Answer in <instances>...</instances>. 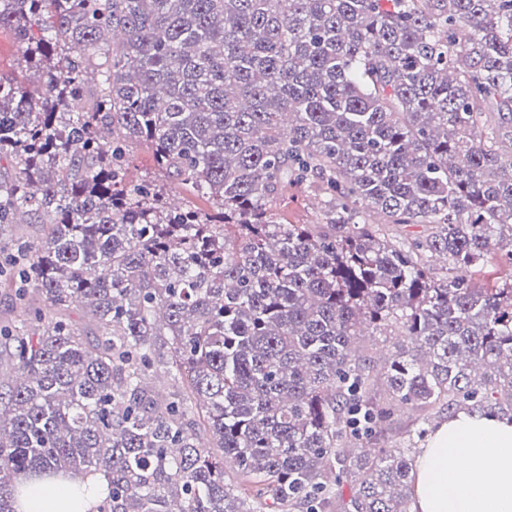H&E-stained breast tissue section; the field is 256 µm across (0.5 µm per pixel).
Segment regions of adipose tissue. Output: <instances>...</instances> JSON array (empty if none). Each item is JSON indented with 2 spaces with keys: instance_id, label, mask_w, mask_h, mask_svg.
Wrapping results in <instances>:
<instances>
[{
  "instance_id": "1",
  "label": "adipose tissue",
  "mask_w": 512,
  "mask_h": 512,
  "mask_svg": "<svg viewBox=\"0 0 512 512\" xmlns=\"http://www.w3.org/2000/svg\"><path fill=\"white\" fill-rule=\"evenodd\" d=\"M68 482L31 483L21 512H68ZM411 512H512V421L455 413L416 461Z\"/></svg>"
}]
</instances>
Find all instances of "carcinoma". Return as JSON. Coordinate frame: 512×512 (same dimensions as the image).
Masks as SVG:
<instances>
[{
    "instance_id": "obj_1",
    "label": "carcinoma",
    "mask_w": 512,
    "mask_h": 512,
    "mask_svg": "<svg viewBox=\"0 0 512 512\" xmlns=\"http://www.w3.org/2000/svg\"><path fill=\"white\" fill-rule=\"evenodd\" d=\"M0 27L25 46L0 77V512L26 478L81 481L80 512L98 475L89 512H410L398 412L512 418V281L466 278L512 261V0H0ZM138 141L212 212L129 181ZM290 182L325 223L273 217ZM511 269L507 257L501 256L500 254L494 255L488 259L478 276L476 281L479 285H493L497 281H501L499 277L505 276Z\"/></svg>"
}]
</instances>
